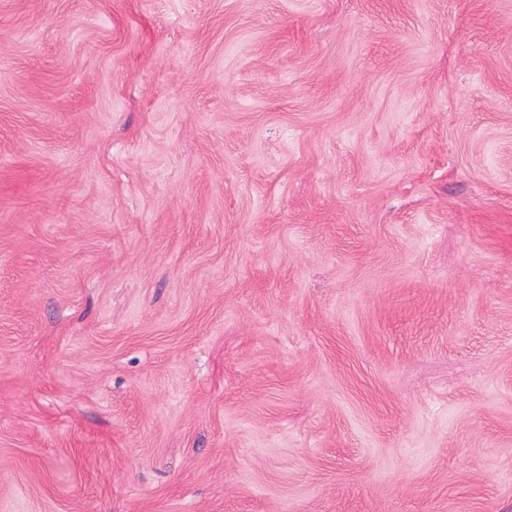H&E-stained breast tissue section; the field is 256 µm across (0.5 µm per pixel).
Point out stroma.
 Returning a JSON list of instances; mask_svg holds the SVG:
<instances>
[{
    "mask_svg": "<svg viewBox=\"0 0 512 512\" xmlns=\"http://www.w3.org/2000/svg\"><path fill=\"white\" fill-rule=\"evenodd\" d=\"M0 512H512V0H0Z\"/></svg>",
    "mask_w": 512,
    "mask_h": 512,
    "instance_id": "35a3bbf8",
    "label": "stroma"
}]
</instances>
